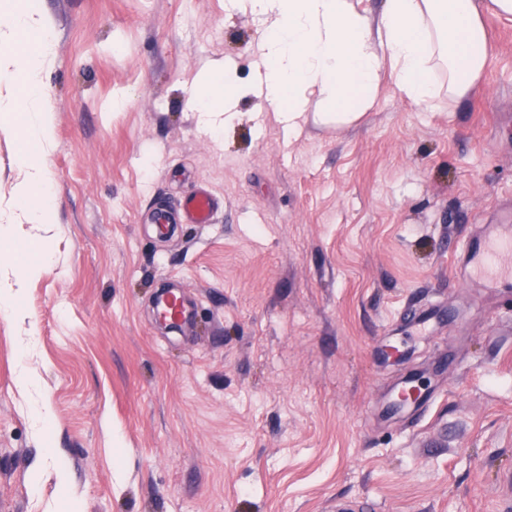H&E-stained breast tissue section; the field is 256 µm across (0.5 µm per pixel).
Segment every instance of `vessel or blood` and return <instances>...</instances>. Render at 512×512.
<instances>
[{
    "instance_id": "b4317fda",
    "label": "vessel or blood",
    "mask_w": 512,
    "mask_h": 512,
    "mask_svg": "<svg viewBox=\"0 0 512 512\" xmlns=\"http://www.w3.org/2000/svg\"><path fill=\"white\" fill-rule=\"evenodd\" d=\"M215 208L211 192L197 188L179 204L183 223L207 227L212 222ZM512 256V218L483 225L479 234L461 249L456 257L455 274L461 281L477 288H496L505 282L512 283V266L506 265ZM160 310L165 312L175 327L192 324L195 312L185 305L181 295L166 292L158 299ZM451 310L435 305L409 313L408 323L425 330L452 318ZM432 397L431 391L419 387L417 382L406 379L397 384L383 406L385 417L395 418L415 411H426Z\"/></svg>"
}]
</instances>
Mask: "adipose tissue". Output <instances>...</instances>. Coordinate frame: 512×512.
Returning a JSON list of instances; mask_svg holds the SVG:
<instances>
[{
	"instance_id": "ef3b65f1",
	"label": "adipose tissue",
	"mask_w": 512,
	"mask_h": 512,
	"mask_svg": "<svg viewBox=\"0 0 512 512\" xmlns=\"http://www.w3.org/2000/svg\"><path fill=\"white\" fill-rule=\"evenodd\" d=\"M261 24L257 85L239 84L232 72L205 76L192 99L204 120L232 118L247 93L278 108L289 135L306 118L307 93L318 89L325 119L348 124L375 101L381 74L416 107H434L441 92L464 97L488 54L485 7L512 15V0H385L379 18L359 12L353 0H248ZM48 25L15 5L12 42L0 47V83L8 107L23 115L20 179L10 201L30 224H50L46 154L52 141L45 107V72L52 48Z\"/></svg>"
}]
</instances>
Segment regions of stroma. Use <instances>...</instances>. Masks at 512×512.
Listing matches in <instances>:
<instances>
[{
	"label": "stroma",
	"instance_id": "1",
	"mask_svg": "<svg viewBox=\"0 0 512 512\" xmlns=\"http://www.w3.org/2000/svg\"><path fill=\"white\" fill-rule=\"evenodd\" d=\"M27 2L54 33L56 216L12 214L0 239V264L41 239L53 255L20 292L26 323L0 316V512H512V307L452 272L512 207V16L484 14L467 96L420 110L385 75L336 126L313 92L291 138L253 95L215 129L190 105L203 73L257 80L246 0ZM15 121L0 113L1 205ZM202 184L213 224L160 231ZM168 284L193 335L157 321ZM433 301L464 314L425 336L398 323ZM389 341L412 360L374 358ZM412 372L429 411L379 421Z\"/></svg>",
	"mask_w": 512,
	"mask_h": 512
}]
</instances>
